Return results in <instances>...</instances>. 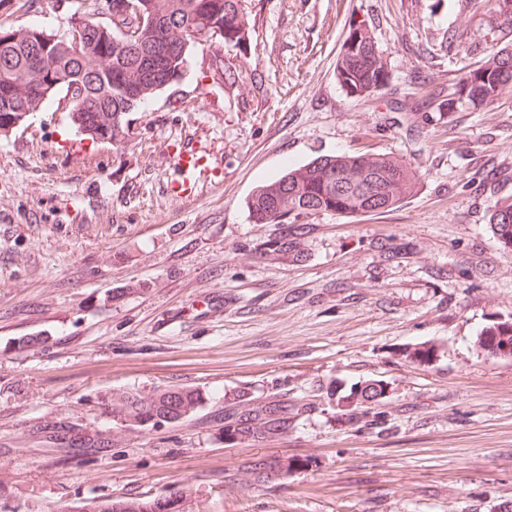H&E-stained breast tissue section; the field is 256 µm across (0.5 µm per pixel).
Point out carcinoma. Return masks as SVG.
I'll return each mask as SVG.
<instances>
[{
    "instance_id": "carcinoma-1",
    "label": "carcinoma",
    "mask_w": 512,
    "mask_h": 512,
    "mask_svg": "<svg viewBox=\"0 0 512 512\" xmlns=\"http://www.w3.org/2000/svg\"><path fill=\"white\" fill-rule=\"evenodd\" d=\"M125 2L106 0L101 12L94 0H82L77 7L81 16L62 32L37 26L18 39L0 25V132L25 122L33 106L59 99L68 104L78 129L96 140L117 141L123 137L127 113L182 79L192 48L240 46L245 40L247 0H137L138 10L131 13ZM482 7L512 29V0H484ZM336 78L347 93L358 96H369L386 84L387 72L368 29L362 27L344 40ZM509 88L512 48L505 46L465 72L455 84V96L442 99L434 93L428 102L440 112L477 109L495 103ZM414 179L405 166L385 156H322L259 186L247 208L259 224H290L301 215L322 212L382 213L400 201ZM298 182L304 184L301 192L295 190ZM489 223L499 242L512 246V201L495 207ZM481 344L493 356L512 357V322L488 329ZM384 392L382 384H369L355 397L338 398L336 406L352 418L364 417ZM118 401L123 427L175 423L195 411L200 394L175 388L150 398L122 395ZM256 420L264 422L265 437L280 436L288 430V401L241 400L224 414V440H255ZM292 467V461L259 460L251 469L257 480L269 482ZM86 512H189V507L183 495L174 493L145 501L108 498Z\"/></svg>"
}]
</instances>
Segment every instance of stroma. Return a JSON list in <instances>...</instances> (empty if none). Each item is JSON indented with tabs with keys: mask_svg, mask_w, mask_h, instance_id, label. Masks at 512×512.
<instances>
[{
	"mask_svg": "<svg viewBox=\"0 0 512 512\" xmlns=\"http://www.w3.org/2000/svg\"><path fill=\"white\" fill-rule=\"evenodd\" d=\"M77 5L0 8V23L63 29ZM246 20L245 49H192L123 142L86 139L51 103L0 134V502L78 512L181 492L207 512H512V358L479 344L512 322V250L489 222L512 197V93L424 105L512 33L478 0H249ZM355 23L389 73L366 97L335 75ZM180 140L208 148L184 199L167 191ZM351 152L404 162L413 192L382 214L299 217L287 250L282 225L250 217L258 185ZM421 345L430 360L407 358ZM373 380L386 396L341 417L337 397ZM175 387L201 392L190 416L118 426L117 395ZM241 393L287 401V432L225 441ZM266 458L295 466L255 484Z\"/></svg>",
	"mask_w": 512,
	"mask_h": 512,
	"instance_id": "35a3bbf8",
	"label": "stroma"
}]
</instances>
